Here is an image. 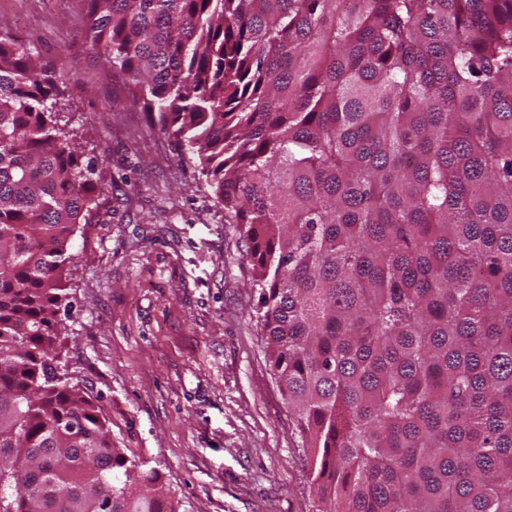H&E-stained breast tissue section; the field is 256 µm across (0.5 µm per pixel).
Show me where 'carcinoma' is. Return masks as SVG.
<instances>
[{"mask_svg":"<svg viewBox=\"0 0 512 512\" xmlns=\"http://www.w3.org/2000/svg\"><path fill=\"white\" fill-rule=\"evenodd\" d=\"M239 224L312 512H512V0H87ZM0 34V512H179L57 372L95 185Z\"/></svg>","mask_w":512,"mask_h":512,"instance_id":"obj_1","label":"carcinoma"}]
</instances>
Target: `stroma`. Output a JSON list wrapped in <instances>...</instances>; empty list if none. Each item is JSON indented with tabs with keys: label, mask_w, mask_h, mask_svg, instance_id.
I'll return each instance as SVG.
<instances>
[{
	"label": "stroma",
	"mask_w": 512,
	"mask_h": 512,
	"mask_svg": "<svg viewBox=\"0 0 512 512\" xmlns=\"http://www.w3.org/2000/svg\"><path fill=\"white\" fill-rule=\"evenodd\" d=\"M84 29L83 0H0V33L87 87L55 107L98 195L69 242L60 365L181 512H309L242 228L226 223L189 145L105 76Z\"/></svg>",
	"instance_id": "35a3bbf8"
}]
</instances>
